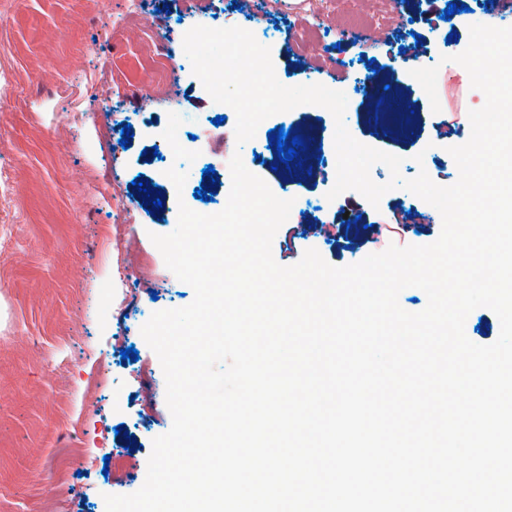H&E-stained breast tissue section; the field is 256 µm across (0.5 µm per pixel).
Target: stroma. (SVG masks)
Masks as SVG:
<instances>
[{
	"label": "stroma",
	"instance_id": "stroma-1",
	"mask_svg": "<svg viewBox=\"0 0 512 512\" xmlns=\"http://www.w3.org/2000/svg\"><path fill=\"white\" fill-rule=\"evenodd\" d=\"M466 5L458 23L448 4ZM232 0H0V71L11 81L0 95V167L10 186L0 193V512H106L108 494L144 483L155 437L172 424L160 361L141 335L152 313L187 306L191 286L165 265L151 234L177 226L178 206L221 211L231 189L229 161L240 154L275 195L298 202L293 223L272 242L274 260L296 264L317 249L342 267L389 245H426L442 227L439 212L395 189L372 206L354 191L328 200L335 184L324 166L334 153L335 122L320 106L275 114L253 140L236 146V114L216 110L199 89L185 56L192 27L224 23L277 32L271 54L287 86L332 84L345 92V123L359 142L399 156L400 174L426 170L437 183L459 176L449 147L470 137L468 113L483 106L468 72L452 63L469 43L470 25L512 27V7L487 0H335L313 19L303 0H260L252 10ZM380 40L360 37L378 17ZM176 51L174 82H151L162 44ZM419 46L438 66L440 112L420 83L405 76L401 50ZM449 63H441V56ZM374 69L397 71L406 106L378 108L357 83ZM224 122L214 125L216 115ZM134 132L120 144L121 127ZM180 126L182 150L168 163L152 155L163 132ZM285 127L308 137L309 167L282 164L268 132ZM423 162H416V155ZM188 174L183 190L169 165ZM213 167V201L194 197ZM142 187H135V179ZM120 200L104 198V188ZM161 193L146 209L142 188ZM135 347L138 361L120 352ZM72 475L60 483L57 471Z\"/></svg>",
	"mask_w": 512,
	"mask_h": 512
}]
</instances>
